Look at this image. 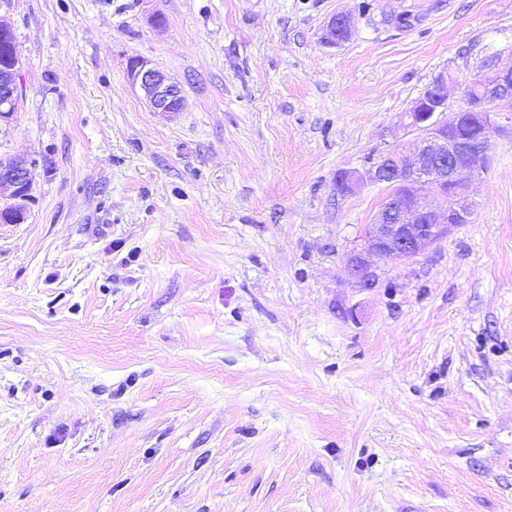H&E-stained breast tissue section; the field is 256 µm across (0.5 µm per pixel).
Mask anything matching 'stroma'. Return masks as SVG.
Listing matches in <instances>:
<instances>
[{
	"label": "stroma",
	"instance_id": "1",
	"mask_svg": "<svg viewBox=\"0 0 512 512\" xmlns=\"http://www.w3.org/2000/svg\"><path fill=\"white\" fill-rule=\"evenodd\" d=\"M337 14L354 33L325 44ZM0 15L21 65L0 158L37 162L0 224V512H512V134L470 223L371 291L346 258L389 189L335 186L410 148L440 74L455 112L512 65V0ZM131 85L138 88L144 99L156 111L175 114L181 112L184 100L177 82L145 59L136 58L127 67Z\"/></svg>",
	"mask_w": 512,
	"mask_h": 512
}]
</instances>
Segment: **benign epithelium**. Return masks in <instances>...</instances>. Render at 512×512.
<instances>
[{"label": "benign epithelium", "instance_id": "obj_1", "mask_svg": "<svg viewBox=\"0 0 512 512\" xmlns=\"http://www.w3.org/2000/svg\"><path fill=\"white\" fill-rule=\"evenodd\" d=\"M0 46L10 54L13 76L19 59L10 22L0 17ZM128 79L156 111L175 114L184 107L177 82L145 59L128 63ZM18 86L0 100V123L14 114ZM512 102V65L494 68L478 83V94L457 112L448 107V75L433 85L410 108V126L417 132L407 152L381 157L362 173L338 174L341 193L349 195L365 182L386 183L398 189L388 197L373 222L365 225L347 261L349 283L370 290L379 282L380 263L413 259L437 244L455 228L470 223L471 193L487 172L490 140L509 129L512 114L491 112L488 103ZM36 161L16 157L0 165V189L10 190L14 203L0 209V222L18 224L24 203L32 200Z\"/></svg>", "mask_w": 512, "mask_h": 512}]
</instances>
